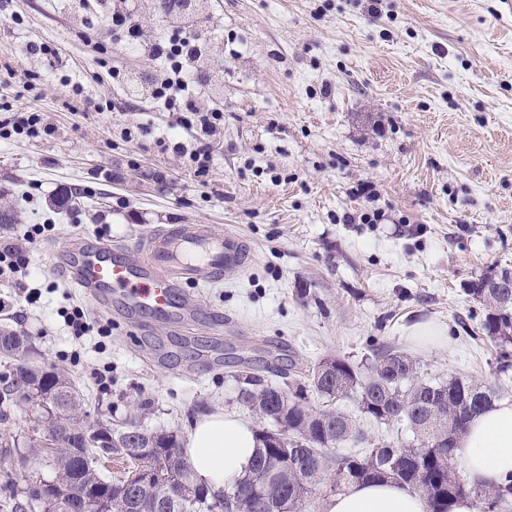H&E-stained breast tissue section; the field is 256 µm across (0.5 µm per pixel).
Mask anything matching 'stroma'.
<instances>
[{
	"instance_id": "35a3bbf8",
	"label": "stroma",
	"mask_w": 512,
	"mask_h": 512,
	"mask_svg": "<svg viewBox=\"0 0 512 512\" xmlns=\"http://www.w3.org/2000/svg\"><path fill=\"white\" fill-rule=\"evenodd\" d=\"M193 29L224 103L202 174L173 150L196 141L128 85L155 74L146 54L107 24L88 28L72 0H0V120L18 105L50 129L0 139V211L15 217L0 242L29 254L23 287L0 282V325L29 337L34 362L66 371L94 428L135 416L185 439L218 410L255 428L239 370L358 363L377 344L512 401L496 348L456 325L481 310L468 284L512 268V0H385L378 18L364 0H210ZM33 41L56 48L81 95L28 54ZM70 190L75 204L53 206ZM373 212L381 220L360 221ZM44 220L53 231L26 243ZM177 224L238 233L252 251L196 290L201 310L182 327L128 321L52 267L72 239L131 246ZM74 304L111 336H70L59 312ZM422 321L445 342L418 347Z\"/></svg>"
}]
</instances>
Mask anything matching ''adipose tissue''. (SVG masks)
Wrapping results in <instances>:
<instances>
[{"mask_svg":"<svg viewBox=\"0 0 512 512\" xmlns=\"http://www.w3.org/2000/svg\"><path fill=\"white\" fill-rule=\"evenodd\" d=\"M255 446L248 424L216 412L196 422L184 453L197 481L220 493L250 467ZM455 455L471 484L503 483L511 478L512 402H495L474 414ZM326 512H429V506L423 497L400 485L365 482L333 497Z\"/></svg>","mask_w":512,"mask_h":512,"instance_id":"obj_1","label":"adipose tissue"}]
</instances>
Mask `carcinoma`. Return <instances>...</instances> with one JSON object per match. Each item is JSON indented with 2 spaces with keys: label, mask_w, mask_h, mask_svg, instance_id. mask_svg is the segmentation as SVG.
<instances>
[{
  "label": "carcinoma",
  "mask_w": 512,
  "mask_h": 512,
  "mask_svg": "<svg viewBox=\"0 0 512 512\" xmlns=\"http://www.w3.org/2000/svg\"><path fill=\"white\" fill-rule=\"evenodd\" d=\"M468 295L483 310L478 329L465 322L469 336H483L499 348L496 372L512 369V271L489 273L469 283ZM29 340L15 330L0 329V355L18 365L0 377V423L10 421V406L32 403L53 409L38 416L41 429L61 438L66 446L46 455L43 445L29 439L28 447L51 468L52 476L30 490L26 503L11 509L25 512L37 497L77 495L89 486H101L112 512H213L205 506L211 491L197 484L183 457L174 431H150L129 421L120 428L100 427L108 447H92L84 435V399L65 372L54 367H33L23 362ZM268 372L284 379L264 384L249 371L242 377L241 398L262 422L255 430L257 448L251 468L224 487V512H308L312 494L327 488L340 494L365 481L393 482L422 496L430 512H449L451 504L471 498L478 512H503L512 502V484L473 486L460 480L454 449L472 416L498 396L496 389L470 378L450 376L430 380L420 363L394 347L378 345L361 363L328 357L308 368L307 382L290 383L288 370ZM321 401L313 406L308 393ZM355 398L361 413L383 424L404 425L413 434L408 444L377 443L355 454L336 451L340 445L363 442L356 421L336 409L344 398ZM113 461L129 467L163 470L177 476L183 498L175 503L158 482L127 487L119 478L100 471Z\"/></svg>",
  "instance_id": "carcinoma-1"
}]
</instances>
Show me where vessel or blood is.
<instances>
[{
  "mask_svg": "<svg viewBox=\"0 0 512 512\" xmlns=\"http://www.w3.org/2000/svg\"><path fill=\"white\" fill-rule=\"evenodd\" d=\"M122 244L73 243L66 251L72 280L103 306L119 303L128 316L150 312L179 325L194 317L188 284L210 283L243 268L250 259L237 235L214 234L206 224H179L143 237L134 249Z\"/></svg>",
  "mask_w": 512,
  "mask_h": 512,
  "instance_id": "b4317fda",
  "label": "vessel or blood"
}]
</instances>
